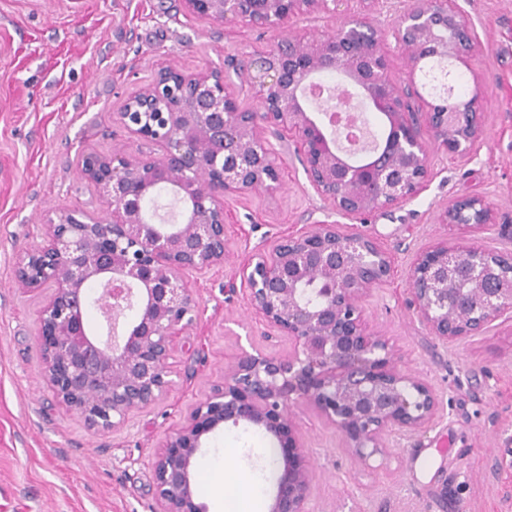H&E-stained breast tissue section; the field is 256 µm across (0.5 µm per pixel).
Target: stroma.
Masks as SVG:
<instances>
[{"instance_id": "35a3bbf8", "label": "stroma", "mask_w": 512, "mask_h": 512, "mask_svg": "<svg viewBox=\"0 0 512 512\" xmlns=\"http://www.w3.org/2000/svg\"><path fill=\"white\" fill-rule=\"evenodd\" d=\"M458 4L478 42L472 67L486 85L483 138L465 157L432 150L431 181L414 199L343 223L393 255L394 275L367 302L366 317L407 370L436 388L443 409L371 470L351 463L335 429L314 411L294 408L311 454L309 512H512V323L444 345L404 305L411 253L451 235L436 221L448 203L484 196L498 223L512 225V0ZM273 40L261 29L202 23L181 0H0V512H152L154 453L223 382L242 337L287 352L244 287L225 285L258 249L324 220L323 203L292 156L281 158L276 194L227 200L228 255L189 279L198 318L173 341L174 384L119 430L92 434L55 401L35 339L42 296L14 277L19 258L40 242L47 211L100 209L78 172L83 153L143 150L118 119L129 95L162 67L221 68ZM270 443L228 425L209 435L202 455L228 457L227 488L254 477L270 485L277 472L264 452Z\"/></svg>"}]
</instances>
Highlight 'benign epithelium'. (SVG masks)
<instances>
[{
  "mask_svg": "<svg viewBox=\"0 0 512 512\" xmlns=\"http://www.w3.org/2000/svg\"><path fill=\"white\" fill-rule=\"evenodd\" d=\"M355 3L356 18L332 32L304 39L285 33L297 14L335 17ZM208 24H239L279 32L274 44L228 70L166 66L129 96L118 117L151 146L132 155L121 149L80 156L81 175L100 193L97 214L54 210L42 240L21 257L15 279L29 292L50 290L38 316L41 374L55 400L94 432L120 429L129 416L155 405L172 386L168 360L174 337L198 309L189 277L224 263V201L237 194L280 188L279 158L298 156L309 186L327 214L349 221L400 205L426 189L429 150L466 156L483 135L482 80L467 99L452 74L424 77L446 92L427 99L416 87L419 63L447 59L472 69L473 29L457 0H182ZM389 7L381 28L370 18ZM405 58L391 67L388 40ZM340 76L333 108L354 96L385 121V136L353 155L341 133L320 113L311 115L301 88L312 77ZM247 85L255 111L237 104ZM155 113L145 125L142 116ZM165 186L181 204L180 220L149 223L144 206ZM440 224L483 233L493 227L480 196L455 200ZM392 255L371 237L344 233L335 221L279 237L240 273L251 308L263 314L291 347L285 354L257 348L240 352L224 382L198 400L166 435L152 459L153 512H207L197 500L194 464L207 435L226 424L277 440L280 453L268 512H308L310 454L294 435L292 410L306 406L342 437L345 452L369 465L393 454L390 437L420 432L439 417L441 401L425 379L406 370L398 350L368 327L365 302L390 281ZM324 285L306 299L309 283ZM408 305L435 340L448 344L512 320V251L492 252L464 236L417 250L408 263ZM108 334L90 331L89 288ZM128 310L132 320L120 323Z\"/></svg>",
  "mask_w": 512,
  "mask_h": 512,
  "instance_id": "obj_1",
  "label": "benign epithelium"
}]
</instances>
